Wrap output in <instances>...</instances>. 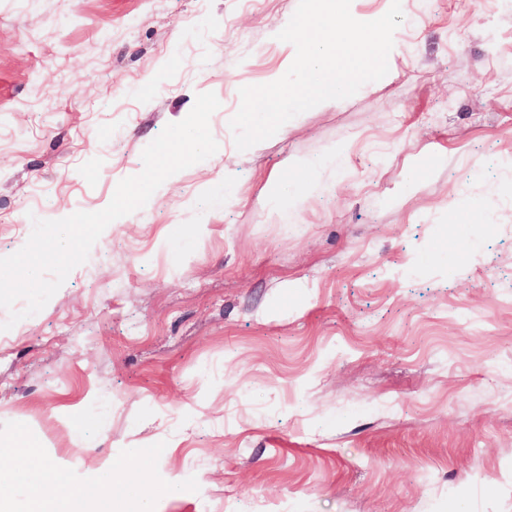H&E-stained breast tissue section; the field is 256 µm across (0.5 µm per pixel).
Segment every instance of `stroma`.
<instances>
[{"label":"stroma","mask_w":512,"mask_h":512,"mask_svg":"<svg viewBox=\"0 0 512 512\" xmlns=\"http://www.w3.org/2000/svg\"><path fill=\"white\" fill-rule=\"evenodd\" d=\"M297 5L0 0V257L220 101L217 152L0 330V423L82 477L164 443L160 477L199 489L155 512H512V9L405 0L385 77L239 151Z\"/></svg>","instance_id":"1"}]
</instances>
